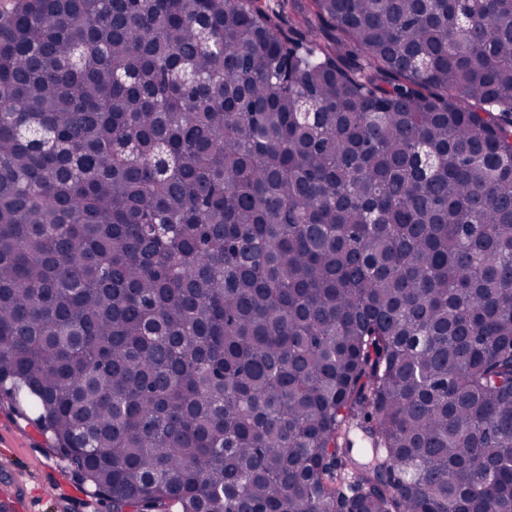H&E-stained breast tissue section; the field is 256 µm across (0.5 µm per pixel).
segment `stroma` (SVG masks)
I'll list each match as a JSON object with an SVG mask.
<instances>
[{"label":"stroma","mask_w":512,"mask_h":512,"mask_svg":"<svg viewBox=\"0 0 512 512\" xmlns=\"http://www.w3.org/2000/svg\"><path fill=\"white\" fill-rule=\"evenodd\" d=\"M12 491L17 512H109L48 449L44 437L0 399V490Z\"/></svg>","instance_id":"stroma-1"}]
</instances>
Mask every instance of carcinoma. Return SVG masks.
Instances as JSON below:
<instances>
[{
    "label": "carcinoma",
    "mask_w": 512,
    "mask_h": 512,
    "mask_svg": "<svg viewBox=\"0 0 512 512\" xmlns=\"http://www.w3.org/2000/svg\"><path fill=\"white\" fill-rule=\"evenodd\" d=\"M22 392L112 512H512V0L0 14Z\"/></svg>",
    "instance_id": "1"
}]
</instances>
